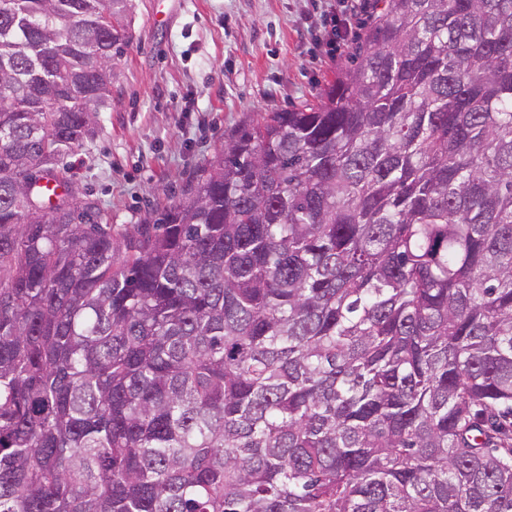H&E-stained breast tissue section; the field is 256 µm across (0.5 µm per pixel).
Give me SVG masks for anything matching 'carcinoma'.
Masks as SVG:
<instances>
[{
	"mask_svg": "<svg viewBox=\"0 0 512 512\" xmlns=\"http://www.w3.org/2000/svg\"><path fill=\"white\" fill-rule=\"evenodd\" d=\"M131 8L0 0V512H512V0H372L122 228L59 162Z\"/></svg>",
	"mask_w": 512,
	"mask_h": 512,
	"instance_id": "obj_1",
	"label": "carcinoma"
}]
</instances>
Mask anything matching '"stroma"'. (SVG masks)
I'll list each match as a JSON object with an SVG mask.
<instances>
[{
    "instance_id": "stroma-1",
    "label": "stroma",
    "mask_w": 512,
    "mask_h": 512,
    "mask_svg": "<svg viewBox=\"0 0 512 512\" xmlns=\"http://www.w3.org/2000/svg\"><path fill=\"white\" fill-rule=\"evenodd\" d=\"M130 41L93 134L67 153L76 199L152 223L225 136L315 100L353 53L330 48L329 0H132Z\"/></svg>"
}]
</instances>
